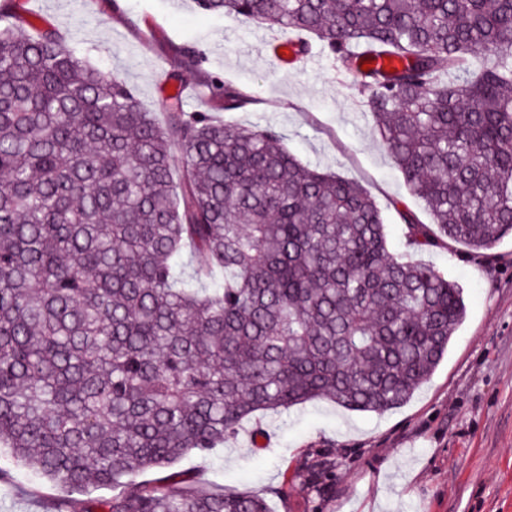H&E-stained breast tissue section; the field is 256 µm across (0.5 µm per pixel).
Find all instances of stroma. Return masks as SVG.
<instances>
[{
  "mask_svg": "<svg viewBox=\"0 0 512 512\" xmlns=\"http://www.w3.org/2000/svg\"><path fill=\"white\" fill-rule=\"evenodd\" d=\"M0 18L57 30L78 55L119 71L140 106L158 116L174 88L187 109L217 111L199 94L206 79L248 93L251 103L221 112L224 120L273 127L302 162L360 184L383 211L392 249L464 289L466 315L447 355L403 405L377 414L319 400L259 415L224 445L186 455L167 476L264 498L272 512H512V236L480 253L452 241L409 249L398 206L423 222L429 215L332 58L321 70L273 71L268 46L289 32L204 13L194 0H0ZM176 47L199 53V67L177 68ZM0 469L9 474L0 512H45L57 497L81 512L89 498L113 495L53 486L5 451ZM316 470L319 483H309Z\"/></svg>",
  "mask_w": 512,
  "mask_h": 512,
  "instance_id": "1",
  "label": "stroma"
}]
</instances>
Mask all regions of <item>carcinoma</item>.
<instances>
[{
  "instance_id": "obj_1",
  "label": "carcinoma",
  "mask_w": 512,
  "mask_h": 512,
  "mask_svg": "<svg viewBox=\"0 0 512 512\" xmlns=\"http://www.w3.org/2000/svg\"><path fill=\"white\" fill-rule=\"evenodd\" d=\"M196 2L316 37L431 217L400 212L412 246L512 235V0ZM164 109L54 30L0 28V447L56 486L115 491L84 512H271L135 479L259 413L406 403L463 289L393 253L367 192L275 129L177 93Z\"/></svg>"
}]
</instances>
